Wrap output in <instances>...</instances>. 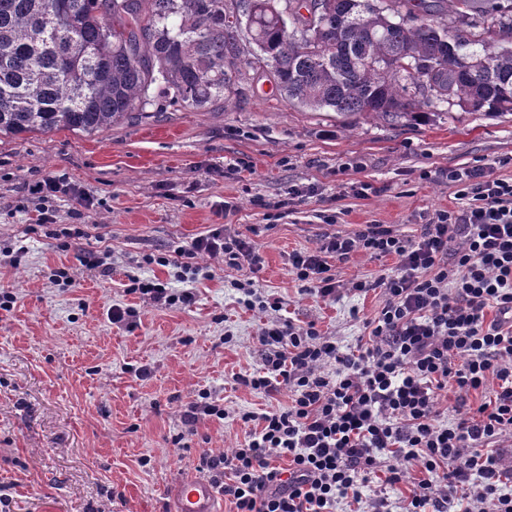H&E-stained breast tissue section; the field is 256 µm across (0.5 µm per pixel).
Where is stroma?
I'll list each match as a JSON object with an SVG mask.
<instances>
[{
  "label": "stroma",
  "mask_w": 512,
  "mask_h": 512,
  "mask_svg": "<svg viewBox=\"0 0 512 512\" xmlns=\"http://www.w3.org/2000/svg\"><path fill=\"white\" fill-rule=\"evenodd\" d=\"M151 110L91 136L0 138V288L17 297L0 309V512H170L168 484L196 472L203 451L243 440L242 413L291 402L287 387L268 396L237 381L260 367L257 336L268 319L241 304L240 284L253 282L281 316L315 322L349 350L380 310V290L320 297L295 280L289 253L369 224L417 237L429 215L455 204L448 169L480 165L512 178L501 163L512 156L511 116L443 104L407 126L347 127L288 102L262 68H244L204 109L157 101ZM47 175L95 199L87 209L57 198L54 227L84 231L66 246L39 224L31 188ZM219 224L259 247L260 270L208 257V277L186 286L146 264ZM87 250L111 253L110 276L80 265ZM61 266L73 272L66 287L50 277ZM395 269L394 258L362 252L336 266L344 284ZM132 276L191 288L194 301L148 304L127 292ZM115 304L139 310L137 328L110 321ZM202 389L226 418L185 419ZM406 494L373 482L336 512H367L378 496L387 512H403Z\"/></svg>",
  "instance_id": "1"
}]
</instances>
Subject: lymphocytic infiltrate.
Returning a JSON list of instances; mask_svg holds the SVG:
<instances>
[{
	"instance_id": "obj_1",
	"label": "lymphocytic infiltrate",
	"mask_w": 512,
	"mask_h": 512,
	"mask_svg": "<svg viewBox=\"0 0 512 512\" xmlns=\"http://www.w3.org/2000/svg\"><path fill=\"white\" fill-rule=\"evenodd\" d=\"M448 181L456 206L436 211L417 239L372 224L289 253L296 279L324 298L339 291L335 262L354 253L396 257L398 268L352 283L384 297L357 350L340 351L312 321L262 327L263 366L239 381L267 395L285 384L294 397L284 408L243 413V442L200 455L199 470L232 512H335L377 472L394 486L413 467L422 478L404 512H512V495L501 491L512 478V179L474 168L449 170ZM205 255L262 263L255 245L220 227L155 262L193 281ZM450 387L493 396L475 408L459 403L445 422L438 393ZM283 458L287 467H277Z\"/></svg>"
}]
</instances>
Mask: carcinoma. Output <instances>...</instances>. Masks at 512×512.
<instances>
[{
  "instance_id": "carcinoma-1",
  "label": "carcinoma",
  "mask_w": 512,
  "mask_h": 512,
  "mask_svg": "<svg viewBox=\"0 0 512 512\" xmlns=\"http://www.w3.org/2000/svg\"><path fill=\"white\" fill-rule=\"evenodd\" d=\"M300 2L0 0V135L94 134L157 95L199 110L243 64L348 125L512 115V0H317L312 29Z\"/></svg>"
}]
</instances>
